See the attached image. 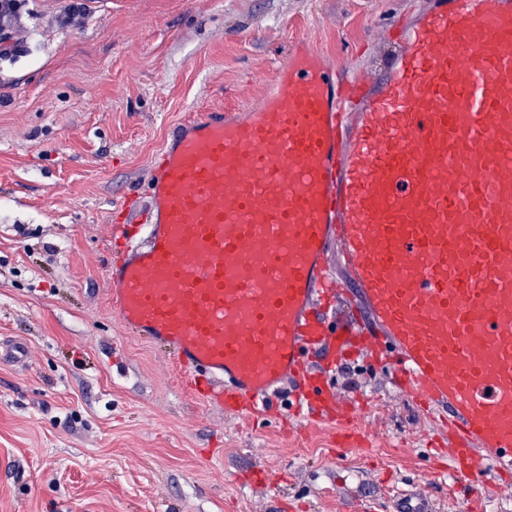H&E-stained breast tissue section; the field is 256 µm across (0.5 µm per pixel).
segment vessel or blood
Listing matches in <instances>:
<instances>
[{"instance_id": "1", "label": "vessel or blood", "mask_w": 512, "mask_h": 512, "mask_svg": "<svg viewBox=\"0 0 512 512\" xmlns=\"http://www.w3.org/2000/svg\"><path fill=\"white\" fill-rule=\"evenodd\" d=\"M296 45L255 104L181 123L108 300L235 416L292 408L313 347L448 412V454L512 467V0H432L382 74Z\"/></svg>"}]
</instances>
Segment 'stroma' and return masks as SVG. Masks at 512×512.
I'll list each match as a JSON object with an SVG mask.
<instances>
[{
	"label": "stroma",
	"instance_id": "obj_1",
	"mask_svg": "<svg viewBox=\"0 0 512 512\" xmlns=\"http://www.w3.org/2000/svg\"><path fill=\"white\" fill-rule=\"evenodd\" d=\"M428 0H91L68 28L34 0L26 55L0 64V512H512L454 472L445 412L386 372L341 362L363 403L347 430L304 416L248 422L188 390L163 349L107 300L109 228L147 199L149 162L198 111L258 100L297 39L352 80L382 65Z\"/></svg>",
	"mask_w": 512,
	"mask_h": 512
}]
</instances>
